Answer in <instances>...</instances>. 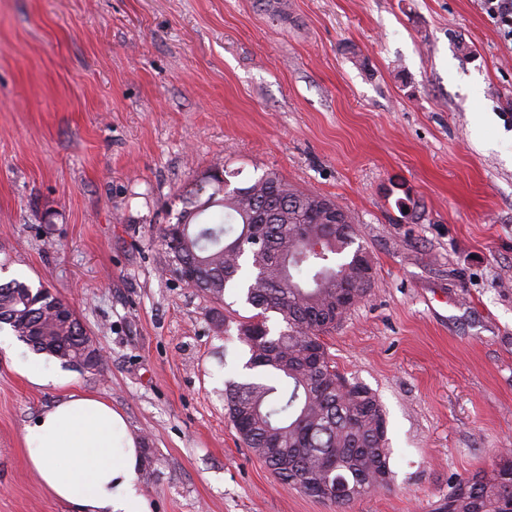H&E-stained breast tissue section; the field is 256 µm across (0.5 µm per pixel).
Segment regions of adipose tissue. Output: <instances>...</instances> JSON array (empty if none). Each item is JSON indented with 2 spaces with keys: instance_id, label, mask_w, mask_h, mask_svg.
Here are the masks:
<instances>
[{
  "instance_id": "obj_1",
  "label": "adipose tissue",
  "mask_w": 512,
  "mask_h": 512,
  "mask_svg": "<svg viewBox=\"0 0 512 512\" xmlns=\"http://www.w3.org/2000/svg\"><path fill=\"white\" fill-rule=\"evenodd\" d=\"M28 466L75 512H152L136 487L139 441L125 417L103 399L72 394L24 429Z\"/></svg>"
}]
</instances>
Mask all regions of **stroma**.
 I'll return each instance as SVG.
<instances>
[{
    "label": "stroma",
    "mask_w": 512,
    "mask_h": 512,
    "mask_svg": "<svg viewBox=\"0 0 512 512\" xmlns=\"http://www.w3.org/2000/svg\"><path fill=\"white\" fill-rule=\"evenodd\" d=\"M336 200L374 268L323 341L387 415L388 488L283 484L224 409L253 315L169 272L160 225L214 166ZM70 303L102 351L0 348V512H71L24 428L98 395L141 441L153 512H439L512 448V28L485 0H0V283Z\"/></svg>",
    "instance_id": "stroma-1"
}]
</instances>
